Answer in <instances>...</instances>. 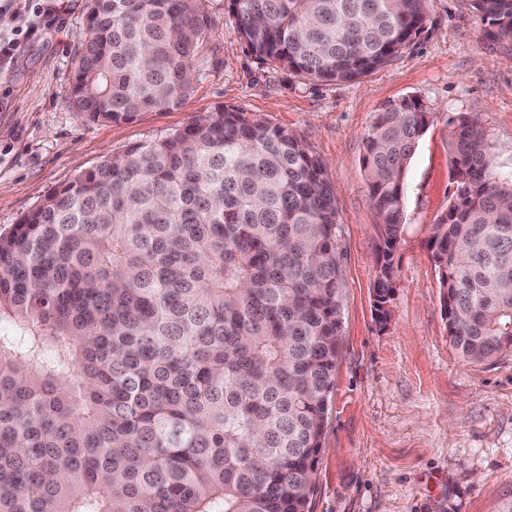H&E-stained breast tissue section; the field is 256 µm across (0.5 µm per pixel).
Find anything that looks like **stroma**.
<instances>
[{
  "instance_id": "1",
  "label": "stroma",
  "mask_w": 512,
  "mask_h": 512,
  "mask_svg": "<svg viewBox=\"0 0 512 512\" xmlns=\"http://www.w3.org/2000/svg\"><path fill=\"white\" fill-rule=\"evenodd\" d=\"M209 56L181 107L93 123L70 98L86 0H59L40 39L0 73V229L105 155L163 137L225 107L295 132L335 188L343 288L341 353L310 512H499L512 500V351L483 364L452 346L432 224L455 185L448 140L459 117L487 130L512 173V40L490 39L467 0H428L425 30L387 67L345 83L303 80L251 55L209 0ZM416 99L427 126L404 180L396 275L379 321L380 217L364 138L390 102Z\"/></svg>"
}]
</instances>
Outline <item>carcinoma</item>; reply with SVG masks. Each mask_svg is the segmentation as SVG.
<instances>
[{
	"instance_id": "1",
	"label": "carcinoma",
	"mask_w": 512,
	"mask_h": 512,
	"mask_svg": "<svg viewBox=\"0 0 512 512\" xmlns=\"http://www.w3.org/2000/svg\"><path fill=\"white\" fill-rule=\"evenodd\" d=\"M260 60L312 82L393 62L427 0H228ZM512 37V0H471ZM213 34L207 0H87L70 94L90 121L176 108ZM427 125L378 113L363 168L387 318L403 181ZM428 247L450 342L512 351V175L484 126ZM335 188L293 132L224 109L105 156L0 229V512H310L341 351Z\"/></svg>"
}]
</instances>
